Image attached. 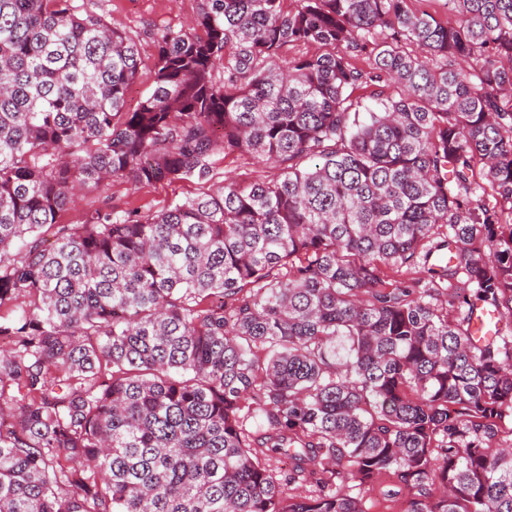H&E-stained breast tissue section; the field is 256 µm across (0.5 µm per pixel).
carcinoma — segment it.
<instances>
[{"instance_id": "1", "label": "carcinoma", "mask_w": 512, "mask_h": 512, "mask_svg": "<svg viewBox=\"0 0 512 512\" xmlns=\"http://www.w3.org/2000/svg\"><path fill=\"white\" fill-rule=\"evenodd\" d=\"M284 2L157 28L129 110L131 33L0 0V512H512V0ZM233 153L281 178L59 221ZM392 479L383 478L374 488L366 493V508L368 512H401L404 505L403 498L399 501L387 500L382 495V491L391 488Z\"/></svg>"}]
</instances>
